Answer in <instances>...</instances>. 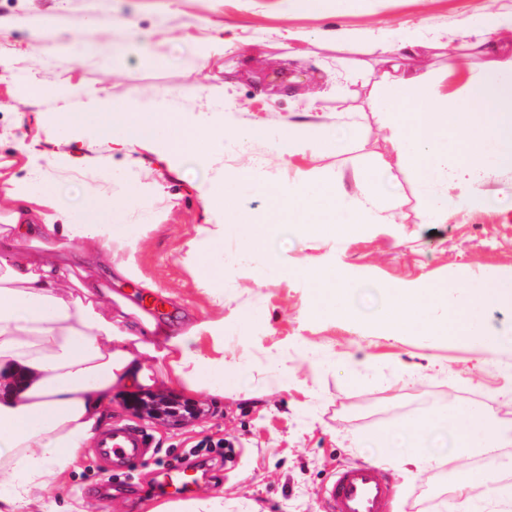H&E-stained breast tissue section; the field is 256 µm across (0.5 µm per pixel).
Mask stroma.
<instances>
[{
	"mask_svg": "<svg viewBox=\"0 0 512 512\" xmlns=\"http://www.w3.org/2000/svg\"><path fill=\"white\" fill-rule=\"evenodd\" d=\"M512 0H0V214L53 210L57 223L111 219L120 210L136 240L142 277L159 288V324L223 321L224 341L200 346L224 360L234 384L223 401L194 398L155 381L113 393L111 419L141 421L152 458L98 496L108 477L88 449L50 492L84 512H141L143 489L171 452L226 438L238 454L191 497L220 496L225 512H325L323 487L343 464L404 456L373 440L393 427L461 407L512 421V346L489 354L474 342L395 329L385 291L421 294L512 276V169L484 164L475 189L482 209L459 203L442 215L410 161L391 146L384 119L392 94L382 80L386 49L415 42L403 67L424 76L428 112L457 102L486 58L473 43ZM456 54H449V46ZM179 112L224 134L179 161L157 145L123 150L97 126L73 128L63 112L131 119L144 105ZM264 126L265 140L243 141ZM320 132L314 146L280 153L287 126ZM288 191L336 181L337 216L375 192L369 223L350 235H303L278 225L267 247L288 269L263 267L237 225L265 219L271 195L245 175ZM56 206H49L45 183ZM217 227L199 241L200 226ZM221 271L204 284L190 242ZM335 270L356 290L348 307L327 305L304 274ZM477 470L512 492V447L441 454L421 472L393 467L388 512H458L454 488Z\"/></svg>",
	"mask_w": 512,
	"mask_h": 512,
	"instance_id": "obj_1",
	"label": "stroma"
}]
</instances>
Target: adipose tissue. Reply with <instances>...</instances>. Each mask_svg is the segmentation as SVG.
Returning a JSON list of instances; mask_svg holds the SVG:
<instances>
[{
    "mask_svg": "<svg viewBox=\"0 0 512 512\" xmlns=\"http://www.w3.org/2000/svg\"><path fill=\"white\" fill-rule=\"evenodd\" d=\"M491 54L488 74L468 85L454 111L427 112L420 121L407 113L401 92L423 87L421 77L401 71L391 62L392 87L385 117L393 131L392 146L399 157L410 159L424 181L447 171L456 159L464 175L474 176L480 159L512 168V51L500 52L491 38L481 41ZM164 126L179 127L177 135L160 138ZM203 126L182 123L177 114L144 107L125 128L128 145L159 142L162 159L178 157L208 137ZM28 223L11 213L0 225V512H57L48 493L59 485L76 461L79 448L106 418L105 408L116 389L132 390L151 382L144 355L157 356L163 380L193 395H224V361L204 351L199 341L224 340L220 321H198L168 337L154 317L129 300L121 311L103 315L101 297L110 296L107 284L96 277L73 281L63 260L83 266L104 265L117 280L135 284L143 292L155 284L140 277L129 246V225L112 222L54 224L32 211ZM52 250L41 263L28 261L22 245ZM445 307L447 320L439 330L452 341H475L496 351L500 338L485 320L491 304L512 305V277L490 279L467 289L430 297L404 295L391 290L384 315L396 327L425 325L428 303ZM165 336L163 349L153 339ZM452 433L460 448H498L512 445V426L491 413L457 409L398 428L378 439L381 448L406 439L408 463L423 468L434 463L430 438Z\"/></svg>",
    "mask_w": 512,
    "mask_h": 512,
    "instance_id": "1",
    "label": "adipose tissue"
}]
</instances>
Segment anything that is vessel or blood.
Listing matches in <instances>:
<instances>
[{"label": "vessel or blood", "instance_id": "1", "mask_svg": "<svg viewBox=\"0 0 512 512\" xmlns=\"http://www.w3.org/2000/svg\"><path fill=\"white\" fill-rule=\"evenodd\" d=\"M151 448V436L143 426L124 423L102 429L90 452L110 476L123 478ZM162 475L163 485L173 497L183 496L199 480L198 475L179 462L166 465ZM393 493L390 475L376 461L338 469L324 490L328 512H387Z\"/></svg>", "mask_w": 512, "mask_h": 512}]
</instances>
